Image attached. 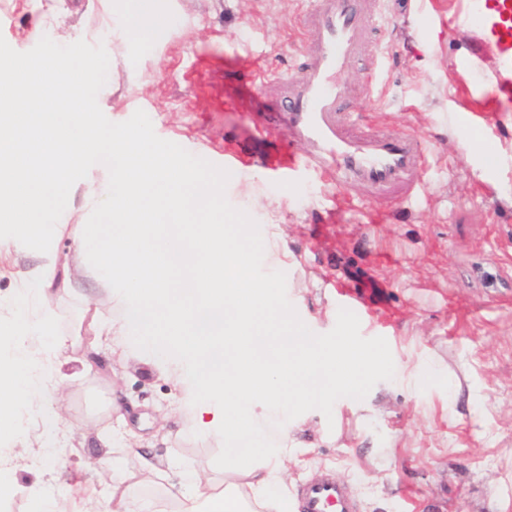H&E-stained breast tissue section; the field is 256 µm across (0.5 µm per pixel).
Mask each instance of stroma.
Listing matches in <instances>:
<instances>
[{
	"instance_id": "35a3bbf8",
	"label": "stroma",
	"mask_w": 512,
	"mask_h": 512,
	"mask_svg": "<svg viewBox=\"0 0 512 512\" xmlns=\"http://www.w3.org/2000/svg\"><path fill=\"white\" fill-rule=\"evenodd\" d=\"M176 29L166 44L126 33V0H0V63L56 50L102 64L101 120L143 129L177 160L218 176L225 213L264 234L251 269L273 284L314 336L348 332L385 366L341 409L308 413L294 436L288 488L314 472L359 492V512H512V105L492 95V52L477 53L463 0H388L391 19L347 74L364 121L424 143L419 198L358 203L321 173L286 172L249 155L279 151L280 136H255L251 116L279 96L275 76L295 73L307 52L305 0H160ZM499 145L498 163L465 147L461 130ZM241 164H234V157ZM71 373L67 463L21 462L27 487L57 478L105 489L88 468V424L110 428L128 468L146 449L177 454L163 483L183 468L223 482L224 447L185 434L177 390L122 346L106 342L88 371ZM428 370L431 384L413 377Z\"/></svg>"
}]
</instances>
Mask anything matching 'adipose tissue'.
Returning <instances> with one entry per match:
<instances>
[{
	"label": "adipose tissue",
	"instance_id": "ef3b65f1",
	"mask_svg": "<svg viewBox=\"0 0 512 512\" xmlns=\"http://www.w3.org/2000/svg\"><path fill=\"white\" fill-rule=\"evenodd\" d=\"M126 26L157 43L173 34L157 0H129ZM92 66L53 54L19 60L0 78V257L28 260L11 273L13 299L0 302V500L25 493L29 512H297L289 432L307 409L364 390L381 363L347 334L312 340L279 292L252 280L251 225L219 216L211 175L165 159L140 130L102 125L85 77ZM78 209L74 251L111 296L117 314L107 319L75 285L54 286L57 244ZM63 293L83 308L64 332L54 308ZM86 329L121 339L179 390L189 434L223 442L222 490L187 469L163 496L143 495L160 469L146 459L128 471L101 429L94 464L111 473L104 496L10 481L29 448L55 460L68 427L60 364L91 367L98 348L84 344Z\"/></svg>",
	"mask_w": 512,
	"mask_h": 512
}]
</instances>
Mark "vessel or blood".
<instances>
[{"instance_id": "vessel-or-blood-1", "label": "vessel or blood", "mask_w": 512, "mask_h": 512, "mask_svg": "<svg viewBox=\"0 0 512 512\" xmlns=\"http://www.w3.org/2000/svg\"><path fill=\"white\" fill-rule=\"evenodd\" d=\"M386 0H311L301 26L313 49L296 74L279 77L281 97L264 113L301 146L300 161L327 173L338 189L364 188L371 201L416 198L425 167L421 140L401 130L359 128L343 76L365 51L385 18ZM466 16L480 43L498 58L494 96L512 102V0H467ZM299 512H356L352 486L333 475L301 485Z\"/></svg>"}]
</instances>
